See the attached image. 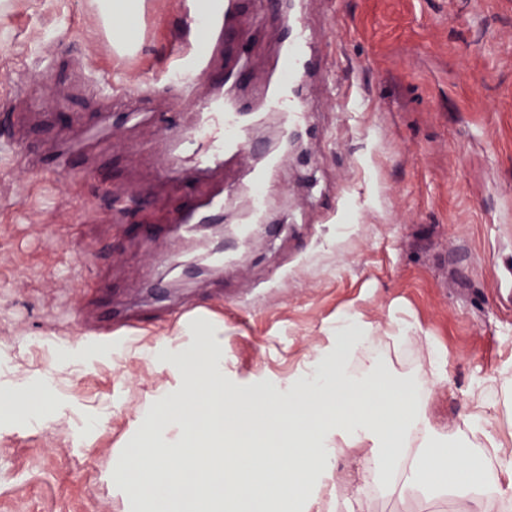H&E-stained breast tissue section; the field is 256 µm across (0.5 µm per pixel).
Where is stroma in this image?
<instances>
[{
    "mask_svg": "<svg viewBox=\"0 0 512 512\" xmlns=\"http://www.w3.org/2000/svg\"><path fill=\"white\" fill-rule=\"evenodd\" d=\"M302 9L358 107L336 111L323 82L304 84L301 148L285 160L269 223L230 268L173 278L157 260L161 249L192 256L170 231L202 191L159 175L171 90L156 87L153 120H113L95 160L76 158L71 172L34 175L0 154V369L10 379L52 374L60 403L51 423L0 424V512H129L110 487L111 452L168 379L136 352L174 334L182 300L223 324L233 386L296 372L344 315L412 325L379 354L392 375L412 377L429 348L442 353L436 413L462 441L473 385L512 365V0H303ZM182 27L178 0H145L139 64L125 66L102 47L96 0H0V142L7 114L30 109L18 77L42 57L56 67L47 112L25 126L37 147L98 124L94 70L112 71L125 104H137ZM237 28L260 85L284 25L248 8ZM129 191L144 206L116 221L110 200ZM92 295L99 313L137 314L133 352L60 363L41 343L76 326ZM104 408L94 441H77L76 428ZM359 508L455 512L445 499L372 488Z\"/></svg>",
    "mask_w": 512,
    "mask_h": 512,
    "instance_id": "35a3bbf8",
    "label": "stroma"
}]
</instances>
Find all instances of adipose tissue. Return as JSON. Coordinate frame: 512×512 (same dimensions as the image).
Returning <instances> with one entry per match:
<instances>
[{
    "label": "adipose tissue",
    "mask_w": 512,
    "mask_h": 512,
    "mask_svg": "<svg viewBox=\"0 0 512 512\" xmlns=\"http://www.w3.org/2000/svg\"><path fill=\"white\" fill-rule=\"evenodd\" d=\"M116 47L137 41L118 18L142 0H98ZM371 323L347 317L299 372L241 390L224 383V332L187 323L154 340L145 358L170 372L134 421L133 447L122 449L113 485L131 512H337L336 461L364 450L359 481L394 492L451 489L460 512H487L489 466L512 492V449L483 426L486 408L512 404V366L479 383L465 425L478 453L459 454L434 410L432 388L444 360L428 356V379L385 374ZM52 380L0 384V419L45 423L58 408Z\"/></svg>",
    "instance_id": "obj_1"
}]
</instances>
